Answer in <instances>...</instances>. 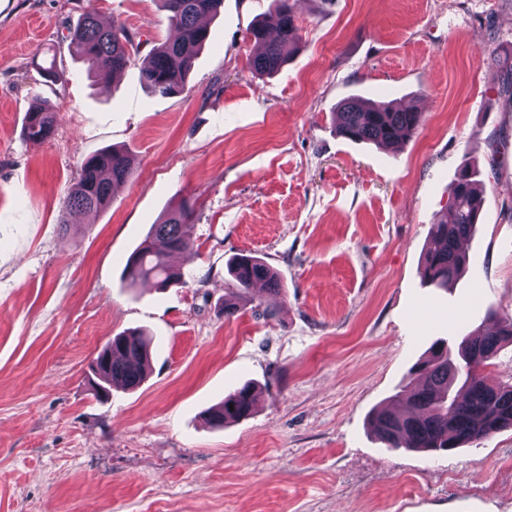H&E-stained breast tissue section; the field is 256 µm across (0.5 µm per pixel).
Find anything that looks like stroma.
<instances>
[{"instance_id": "stroma-1", "label": "stroma", "mask_w": 512, "mask_h": 512, "mask_svg": "<svg viewBox=\"0 0 512 512\" xmlns=\"http://www.w3.org/2000/svg\"><path fill=\"white\" fill-rule=\"evenodd\" d=\"M89 9L143 56L175 34L160 0H0V512H512V429L431 455L369 425L436 340L512 317V0H296L301 50L267 77L249 30L273 0H224L170 97L139 63L106 79L70 54ZM351 97L421 125L395 150L349 141L332 114ZM40 99L57 125L33 142ZM113 146L132 177L106 208L67 211L82 161ZM468 159L484 209L467 268L429 287L430 226ZM183 198L184 283L129 287L128 257ZM242 253L281 290L228 317ZM134 329L150 373L99 400L89 366ZM247 382L253 415L212 426ZM56 115L45 101L35 102L26 112L24 132L31 141H44L54 131Z\"/></svg>"}]
</instances>
